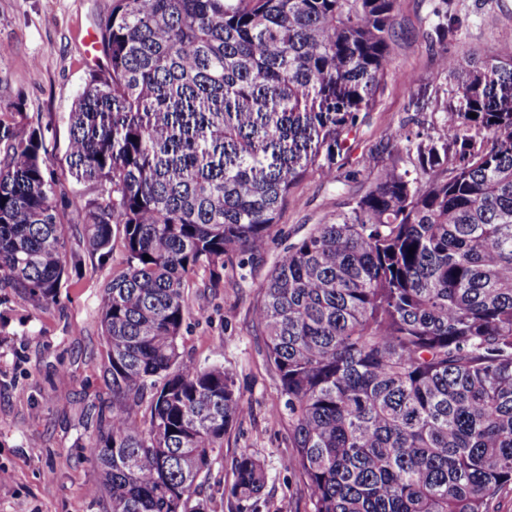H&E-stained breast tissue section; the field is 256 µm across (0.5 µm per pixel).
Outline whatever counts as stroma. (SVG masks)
Masks as SVG:
<instances>
[{
    "mask_svg": "<svg viewBox=\"0 0 512 512\" xmlns=\"http://www.w3.org/2000/svg\"><path fill=\"white\" fill-rule=\"evenodd\" d=\"M437 4L399 0L392 45L396 73L361 113L346 147L327 158L335 181L308 174L280 214L265 252L246 259L244 282L225 279L216 288L204 270L191 278L182 356L200 366L221 363L249 408L226 435L205 484L214 501L232 484L235 459L246 449L268 472L260 512H312L303 477L288 468V417L274 412L283 399L254 310L288 246L329 214L348 210L382 164L396 160L415 169L421 154L435 146L424 129L435 126L444 107L459 102L453 81L437 72L439 47L464 58L512 41V0H449L465 23L442 45L433 40ZM111 8L112 0H0V160L20 136L41 133L42 155L63 186L57 206L68 251L75 255H81L83 233L77 209L91 186L76 181L66 162L71 113L90 73L107 67L103 54L87 56L84 38ZM490 14L496 25L485 24ZM407 74L414 84L404 82ZM400 127L409 137L397 142L391 133ZM112 244L107 260L83 257L56 303L39 305L0 289V468L12 475L0 484V512H102L92 492L97 472L89 444L95 430L88 414L91 404L111 396L102 371L106 349L98 297L123 269L121 233H114Z\"/></svg>",
    "mask_w": 512,
    "mask_h": 512,
    "instance_id": "35a3bbf8",
    "label": "stroma"
}]
</instances>
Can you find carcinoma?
I'll return each mask as SVG.
<instances>
[{
    "label": "carcinoma",
    "instance_id": "obj_1",
    "mask_svg": "<svg viewBox=\"0 0 512 512\" xmlns=\"http://www.w3.org/2000/svg\"><path fill=\"white\" fill-rule=\"evenodd\" d=\"M398 0H113L108 59L71 113L67 163L92 185L78 217L124 269L99 322L112 401L91 446L104 512H213L201 474L248 407L215 363L181 358L193 274L265 250L321 152L346 143L394 73ZM436 42L465 20L435 9ZM438 73L461 105L437 139L495 141L421 177L383 165L348 210L274 265L254 311L312 512H489L512 486V41ZM476 117H470V113ZM42 136L0 163V288L57 301L67 237ZM414 253H409V249ZM149 260H144V255ZM248 450L228 490L258 512Z\"/></svg>",
    "mask_w": 512,
    "mask_h": 512
}]
</instances>
